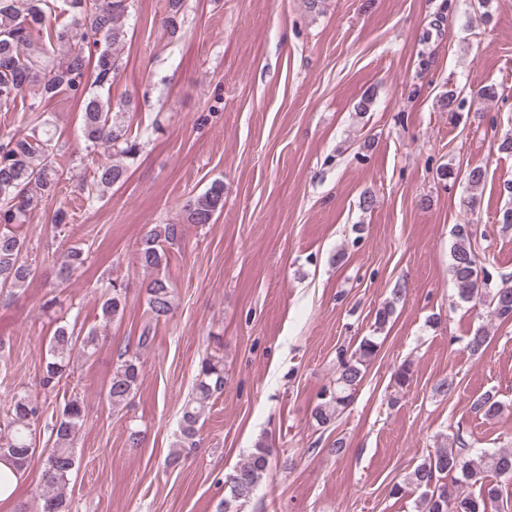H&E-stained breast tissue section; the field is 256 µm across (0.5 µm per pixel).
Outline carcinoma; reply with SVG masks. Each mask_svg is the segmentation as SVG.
I'll return each mask as SVG.
<instances>
[{
  "label": "carcinoma",
  "mask_w": 512,
  "mask_h": 512,
  "mask_svg": "<svg viewBox=\"0 0 512 512\" xmlns=\"http://www.w3.org/2000/svg\"><path fill=\"white\" fill-rule=\"evenodd\" d=\"M134 0H0V112L17 107L26 90L35 89V98L26 111H39L42 100L61 91L81 99V138L87 154L97 157L90 184L83 185L84 204L94 206L101 189L123 182L128 168L121 159H133L139 151L138 137L131 136L122 113L112 111V101L86 90L89 57L83 44L98 48L95 64L96 86L112 83L122 66L120 51L128 36L127 17ZM70 15V22L57 24V12ZM25 133H0V288L8 294L25 287L36 268L24 258L26 238L20 228L32 210L45 199L57 195L60 179L55 156L58 142L51 118L40 115ZM183 210L190 224L215 222L224 210V182L216 180L201 194L188 198ZM451 248V279L461 299L488 308L490 316L512 321V286L488 287L489 272L482 266L471 244V225L455 227ZM180 224H154L137 243V261L146 273L143 282L151 318L166 319L173 309V289L160 274L168 262V248L181 241ZM82 249L72 248L57 262L55 279L61 285L84 266ZM127 306L126 288L109 283L107 297L100 305L102 324L122 319ZM101 336L94 328L85 334L65 320L57 323L50 338L39 387L46 394L58 392L61 379L75 356H90ZM153 340L151 327L138 336L135 351L119 355L106 386V398L113 406L125 405L138 390L142 377L140 351ZM376 337L365 336L348 356L338 360L334 387L322 394L313 409L317 424L329 422L345 408L377 355ZM224 390V359L210 356L202 360L191 397L185 403L179 423L176 447L179 451L167 466L180 464L182 450L196 448L199 422L210 400ZM6 409L0 422V460L12 462L19 474L28 469L34 454L38 426L49 433L52 447L44 449L41 482L45 488L36 512H71L64 490L75 468L74 445L85 420L82 400L71 397L55 415L47 414L44 403L24 390L6 388ZM473 410L486 419L499 415L500 404L489 395L473 402ZM274 448L265 440L256 442L246 459L228 476L230 498L224 512L248 495L270 471ZM512 478V450L499 449L475 454L459 434L451 446L441 445L428 453L404 482L395 484L391 494L419 493L420 512H500L503 489L500 478ZM476 486L478 493L467 491Z\"/></svg>",
  "instance_id": "cac0c4a2"
}]
</instances>
